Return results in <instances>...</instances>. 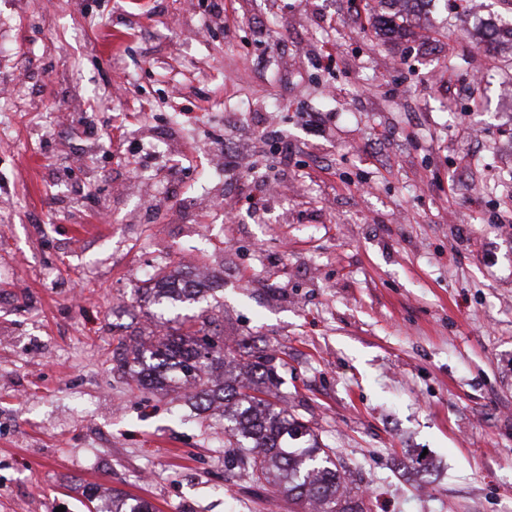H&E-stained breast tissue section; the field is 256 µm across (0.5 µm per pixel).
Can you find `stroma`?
<instances>
[{
    "mask_svg": "<svg viewBox=\"0 0 512 512\" xmlns=\"http://www.w3.org/2000/svg\"><path fill=\"white\" fill-rule=\"evenodd\" d=\"M210 5L0 6V512H292L117 368L160 332L137 268L195 265L367 512H512V46L467 0ZM82 496L92 504L94 512H156L150 502L130 497L117 489H112V506L103 503V496L99 495L98 488L93 485L82 486Z\"/></svg>",
    "mask_w": 512,
    "mask_h": 512,
    "instance_id": "1",
    "label": "stroma"
}]
</instances>
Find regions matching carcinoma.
<instances>
[{"label":"carcinoma","instance_id":"cac0c4a2","mask_svg":"<svg viewBox=\"0 0 512 512\" xmlns=\"http://www.w3.org/2000/svg\"><path fill=\"white\" fill-rule=\"evenodd\" d=\"M174 275H158L152 302L163 315L179 304L196 300L197 288H172ZM207 316L185 314L156 341H145L118 357V366L138 384L164 390L177 382L191 385L198 409H222L224 447L248 463L251 481L275 490L277 496L301 506L302 512H365L361 498L342 480L336 454L322 446L288 409L264 398L266 389L281 384L274 358L250 361L240 348L224 350V337L206 329ZM234 363L247 377L229 380L225 367ZM94 512H156L148 501L112 490V503L98 488L82 486Z\"/></svg>","mask_w":512,"mask_h":512}]
</instances>
